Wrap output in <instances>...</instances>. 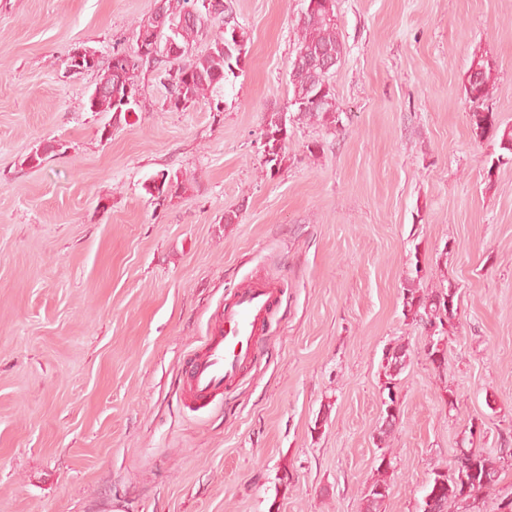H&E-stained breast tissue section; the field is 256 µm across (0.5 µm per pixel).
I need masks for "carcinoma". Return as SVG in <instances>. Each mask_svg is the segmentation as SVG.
Segmentation results:
<instances>
[{
  "label": "carcinoma",
  "mask_w": 512,
  "mask_h": 512,
  "mask_svg": "<svg viewBox=\"0 0 512 512\" xmlns=\"http://www.w3.org/2000/svg\"><path fill=\"white\" fill-rule=\"evenodd\" d=\"M163 28L157 40L158 49L151 59L142 56L137 44L116 48L112 52V67L121 72V80L112 82V93L90 94L88 107L92 112H120V120H126L125 110L138 106L134 96L140 95L139 74L149 70L163 89L164 105L172 111L203 103L212 112L221 111L226 83L241 69L240 60L247 56V32L234 18L224 20V11L214 15L199 10V0H163ZM208 37V46L203 54L193 53V45L200 36ZM175 43L182 49L176 57L169 55L167 45ZM296 53L303 58L342 59L344 44L336 23V4L326 9L317 4L304 7L296 24ZM467 73L474 81L464 85L473 110L469 123L473 136L478 140L489 139L497 147L495 156L486 160L488 170H493L496 161L505 151L504 143H512V126H504L497 113L483 108L484 102L496 89V70L493 61L486 55L476 54ZM289 84L292 96L286 111L272 113L265 123L261 137L262 164L269 172L280 168L283 160V143L274 134L288 133V125L307 121L336 128L341 123V112L331 78L333 69H310L304 64H290ZM325 89V101L320 105H306L304 100L320 89ZM420 264L414 266V276L402 291V314L404 318L420 324L432 332V353L445 354L438 348V341L455 328L458 319V291L453 283L438 289H429L423 284ZM388 364L381 365L382 391L399 388L400 375L389 372L390 363L410 357L409 350L397 344L391 348ZM512 453L502 448L496 456L477 448L458 449L453 466L448 472H434L424 495H434L439 512L445 505L457 506L463 512H482L483 495L494 489L501 471ZM390 489L387 480L380 476L369 486L363 503L364 512H381L386 495L378 489Z\"/></svg>",
  "instance_id": "carcinoma-1"
}]
</instances>
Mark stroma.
<instances>
[{
    "mask_svg": "<svg viewBox=\"0 0 512 512\" xmlns=\"http://www.w3.org/2000/svg\"><path fill=\"white\" fill-rule=\"evenodd\" d=\"M155 4L0 0V512H361L397 343L381 512H416L472 422L473 447L512 443V164L487 177L463 86L491 57L485 106L512 126V0H336L341 121L291 125L271 176L303 0H233L248 55L223 111H168L146 72L116 126L88 109L98 70L65 61L107 67ZM162 170L182 186L159 205ZM418 261L460 294L440 368L402 315ZM252 283L281 298L258 356L191 410L184 362ZM162 175L164 179L163 188L161 189L159 186L156 185V177ZM156 177L152 178L151 181L148 184L144 185V189L146 194L150 195L153 200H156V202L160 205L161 201L166 199L167 196L172 195V191L170 189L167 190V186L169 182H172L173 187L176 188V190L182 185V182H179V177L177 174L171 175L168 171H161L156 175ZM163 198V199H162ZM162 201V202H164ZM389 353L390 351L392 352L391 356H387V353L385 351V353H383V358H382V364H381V372H380V381H381V375H382V382H381V389H382V393H384L385 391H387V396L386 398L388 399V403L387 404H384L385 406V409H386V412L388 414L387 417L383 418L382 417V425L380 426V428H383L379 431V435H378V443H377V446L378 448H386L384 447L383 445L386 444L387 440H388V437L390 436L393 428H390V429H385V428H388L390 426H394L397 424L398 420H393V416L397 417L398 416V411H397V395L395 394V391L394 389H392L394 391V399H395V402H393V399L389 397V393H391V388L394 387L396 392L398 393V389H399V381H400V375L403 373L404 369L406 368H402V370L399 372V374L397 375H393L392 373L389 372V368L391 366V363L392 362H395L398 360V357L401 361H404L405 358H408L410 357V352L409 350L401 345V344H396L395 346L391 347L388 349ZM397 354L399 356H397ZM388 357V363L387 365H384L383 364V361H384V358ZM391 403V404H390ZM390 404V405H389ZM388 405V406H387ZM387 407V408H386Z\"/></svg>",
    "mask_w": 512,
    "mask_h": 512,
    "instance_id": "stroma-1",
    "label": "stroma"
}]
</instances>
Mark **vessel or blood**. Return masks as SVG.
<instances>
[{
  "mask_svg": "<svg viewBox=\"0 0 512 512\" xmlns=\"http://www.w3.org/2000/svg\"><path fill=\"white\" fill-rule=\"evenodd\" d=\"M278 301V290L266 285L237 290L220 314L218 329L184 365L192 403L206 407L238 381L254 359L259 333Z\"/></svg>",
  "mask_w": 512,
  "mask_h": 512,
  "instance_id": "b4317fda",
  "label": "vessel or blood"
}]
</instances>
